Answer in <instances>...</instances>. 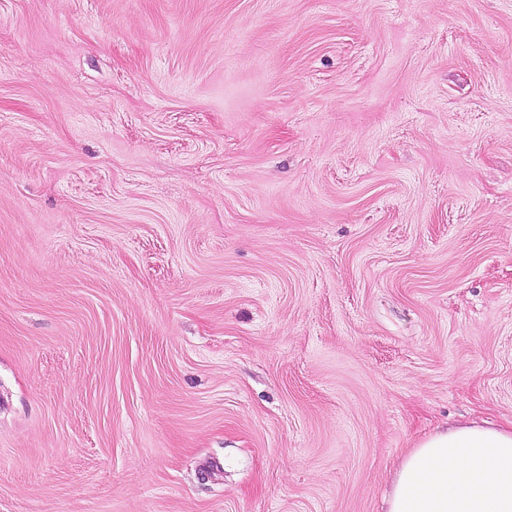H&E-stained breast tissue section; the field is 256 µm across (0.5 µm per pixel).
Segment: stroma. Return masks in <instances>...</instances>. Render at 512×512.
Masks as SVG:
<instances>
[{
  "mask_svg": "<svg viewBox=\"0 0 512 512\" xmlns=\"http://www.w3.org/2000/svg\"><path fill=\"white\" fill-rule=\"evenodd\" d=\"M512 425V0H0V512H386Z\"/></svg>",
  "mask_w": 512,
  "mask_h": 512,
  "instance_id": "obj_1",
  "label": "stroma"
}]
</instances>
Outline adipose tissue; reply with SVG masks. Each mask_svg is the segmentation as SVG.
Returning <instances> with one entry per match:
<instances>
[{"label":"adipose tissue","instance_id":"1","mask_svg":"<svg viewBox=\"0 0 512 512\" xmlns=\"http://www.w3.org/2000/svg\"><path fill=\"white\" fill-rule=\"evenodd\" d=\"M388 512H512V427L472 421L421 438L395 474Z\"/></svg>","mask_w":512,"mask_h":512}]
</instances>
